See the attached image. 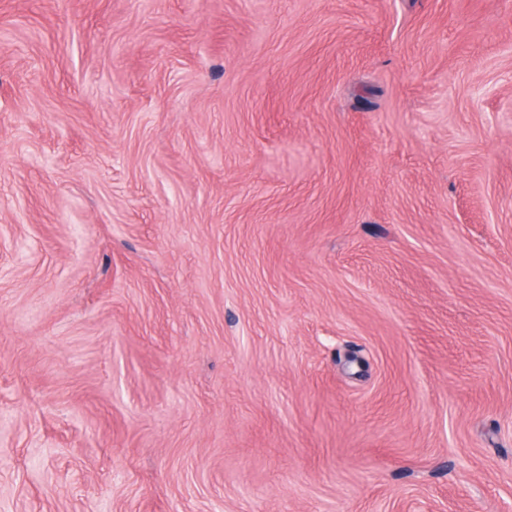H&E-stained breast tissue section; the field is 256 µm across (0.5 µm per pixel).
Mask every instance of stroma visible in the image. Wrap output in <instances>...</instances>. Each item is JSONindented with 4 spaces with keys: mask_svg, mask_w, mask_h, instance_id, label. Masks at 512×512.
<instances>
[{
    "mask_svg": "<svg viewBox=\"0 0 512 512\" xmlns=\"http://www.w3.org/2000/svg\"><path fill=\"white\" fill-rule=\"evenodd\" d=\"M9 512H512V0H0Z\"/></svg>",
    "mask_w": 512,
    "mask_h": 512,
    "instance_id": "1",
    "label": "stroma"
}]
</instances>
